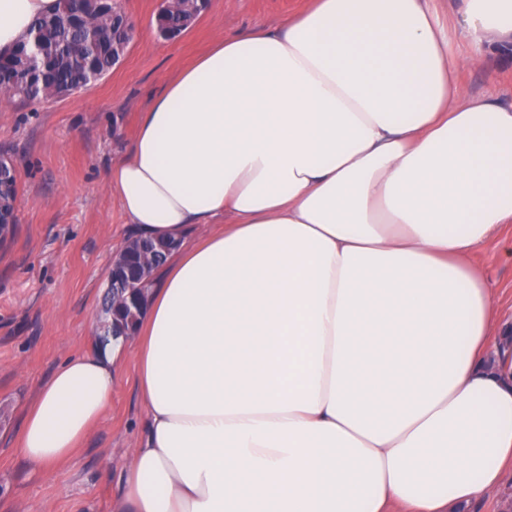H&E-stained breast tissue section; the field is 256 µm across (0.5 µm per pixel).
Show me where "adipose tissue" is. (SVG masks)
Listing matches in <instances>:
<instances>
[{"label":"adipose tissue","instance_id":"obj_1","mask_svg":"<svg viewBox=\"0 0 512 512\" xmlns=\"http://www.w3.org/2000/svg\"><path fill=\"white\" fill-rule=\"evenodd\" d=\"M57 8L0 0V54ZM452 28L511 47L512 0L450 25L307 0L166 82L104 182L177 248L134 335L43 385L27 460L68 459L131 359L146 423L112 512H462L502 483L512 346L473 255L512 223V103L460 83L487 57Z\"/></svg>","mask_w":512,"mask_h":512}]
</instances>
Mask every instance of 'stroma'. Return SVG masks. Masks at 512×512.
Masks as SVG:
<instances>
[{
	"label": "stroma",
	"mask_w": 512,
	"mask_h": 512,
	"mask_svg": "<svg viewBox=\"0 0 512 512\" xmlns=\"http://www.w3.org/2000/svg\"><path fill=\"white\" fill-rule=\"evenodd\" d=\"M305 0H209L192 27L163 39L161 0H122L138 33L119 66L88 88L48 102L0 101V153L17 163L15 222L0 234V512H112L126 454L142 433L135 369L118 374L101 422L52 468L19 448L26 406L68 358L95 350L112 258L130 240L129 219L104 186L127 154L139 114L164 83L217 37L279 25ZM476 94L512 102V57L468 69ZM512 328V224L474 258Z\"/></svg>",
	"instance_id": "obj_1"
}]
</instances>
